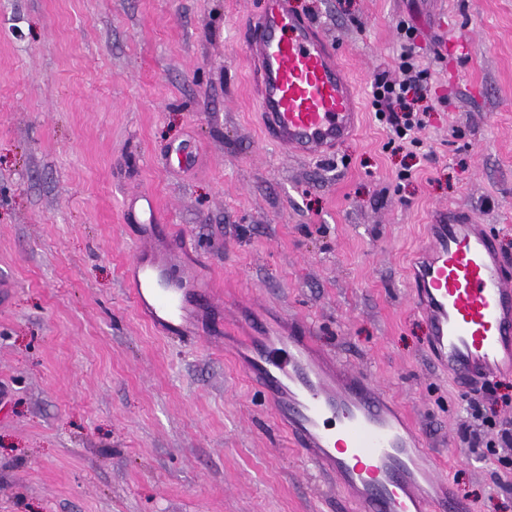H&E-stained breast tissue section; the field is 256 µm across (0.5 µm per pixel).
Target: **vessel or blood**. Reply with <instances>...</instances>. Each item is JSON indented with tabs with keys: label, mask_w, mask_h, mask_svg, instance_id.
<instances>
[{
	"label": "vessel or blood",
	"mask_w": 512,
	"mask_h": 512,
	"mask_svg": "<svg viewBox=\"0 0 512 512\" xmlns=\"http://www.w3.org/2000/svg\"><path fill=\"white\" fill-rule=\"evenodd\" d=\"M256 67L265 137L300 156H328L361 120L356 91L335 49L288 0H269L239 33ZM143 237L126 279L136 307L164 333L188 336L191 308L214 304L208 278L152 256ZM430 349L463 388L512 373V263L487 225L465 212L427 227L412 267ZM243 364L263 389L297 452L335 476L353 512H464L446 494L438 465L405 418L384 402L372 376L322 353L302 326H260L245 337Z\"/></svg>",
	"instance_id": "obj_1"
}]
</instances>
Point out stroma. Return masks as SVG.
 <instances>
[{"mask_svg": "<svg viewBox=\"0 0 512 512\" xmlns=\"http://www.w3.org/2000/svg\"><path fill=\"white\" fill-rule=\"evenodd\" d=\"M291 2L366 108L326 158L260 134L236 28L267 0H0V512H351L207 313L179 340L136 309L140 193L236 335L254 307L304 325L409 415L471 512H512V469L464 441L466 392L433 361L407 269L451 210L512 258V0ZM406 50L429 73L415 144L371 108Z\"/></svg>", "mask_w": 512, "mask_h": 512, "instance_id": "stroma-1", "label": "stroma"}]
</instances>
